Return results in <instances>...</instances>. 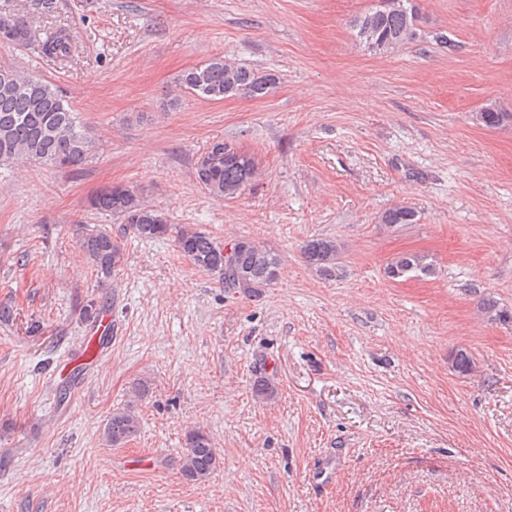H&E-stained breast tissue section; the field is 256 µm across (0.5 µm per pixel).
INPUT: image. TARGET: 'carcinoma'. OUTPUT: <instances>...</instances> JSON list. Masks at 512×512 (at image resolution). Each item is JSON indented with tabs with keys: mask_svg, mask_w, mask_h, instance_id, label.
<instances>
[{
	"mask_svg": "<svg viewBox=\"0 0 512 512\" xmlns=\"http://www.w3.org/2000/svg\"><path fill=\"white\" fill-rule=\"evenodd\" d=\"M26 12L39 17L59 16V0H26ZM419 7L416 0H379L372 10L352 22L355 37L365 48L375 53L392 52L417 36ZM6 29L11 46L31 48L38 54L65 61L75 51L73 36L68 28L57 26L44 38H37L20 14L0 13V31ZM9 81H0V163L30 160L58 170L82 169L91 164L100 149V140L80 113L64 99L56 84L37 78L7 63L0 64ZM179 85L189 94L209 101L233 96L261 98L277 84L272 73H260L247 67L233 66L222 56L184 71ZM484 126L496 128L512 121V114L486 107L476 115ZM258 161L255 156L217 140L209 145L194 163L197 183L217 199L234 198L252 182ZM87 207L100 214L115 216L125 230L141 239L161 238L172 231V225L160 211L144 203L128 186L112 185L89 198ZM381 223L389 228L418 223V212L405 205H396L381 215ZM176 232V244L181 254L196 267L210 273L223 287L251 298L262 296L279 277V255L259 242L238 239L226 255V245L190 226ZM119 235L98 224L85 229L79 247L86 262L104 282L124 266L125 252L118 242ZM340 245L330 237L306 241L302 257L318 275L338 278L342 266L338 262ZM385 274L396 281L410 277L428 278L437 275L434 261L421 253H402L386 265ZM487 320L512 326V309L500 305L491 297L479 303ZM452 369L467 376L474 367L472 355L465 349L455 350L450 357ZM255 395L275 398L276 386L268 377L253 385ZM149 393L147 382L138 380L129 389L130 400L116 409L103 426L107 445L120 447L134 439L140 431L139 415L134 402ZM186 453L180 467L181 477L188 483L206 481L219 466L220 453L211 435L201 428L185 435Z\"/></svg>",
	"mask_w": 512,
	"mask_h": 512,
	"instance_id": "obj_1",
	"label": "carcinoma"
}]
</instances>
